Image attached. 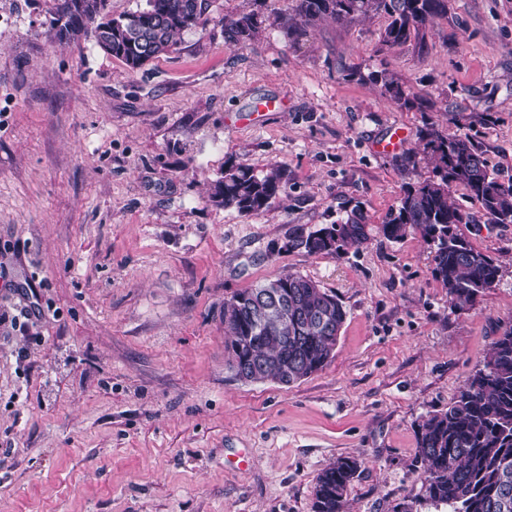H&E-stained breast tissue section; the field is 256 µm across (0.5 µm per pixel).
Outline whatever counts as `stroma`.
I'll return each mask as SVG.
<instances>
[{
  "label": "stroma",
  "mask_w": 512,
  "mask_h": 512,
  "mask_svg": "<svg viewBox=\"0 0 512 512\" xmlns=\"http://www.w3.org/2000/svg\"><path fill=\"white\" fill-rule=\"evenodd\" d=\"M423 41L387 52L385 17L292 41L293 0H206L201 23L133 71L92 37L59 42L54 0H0V512H311L318 473L362 460L347 512L422 494L416 422L447 407L512 322V224L457 191L494 288L454 308L418 235L292 250L362 207L382 222L427 174L419 130L472 136L512 178V0H446ZM261 13L250 45L224 19ZM393 75L428 113L387 100ZM266 97L283 102L250 119ZM392 152L377 143L395 130ZM278 165L258 214L209 185ZM297 272L347 312L335 354L289 387L227 367L224 301Z\"/></svg>",
  "instance_id": "35a3bbf8"
}]
</instances>
